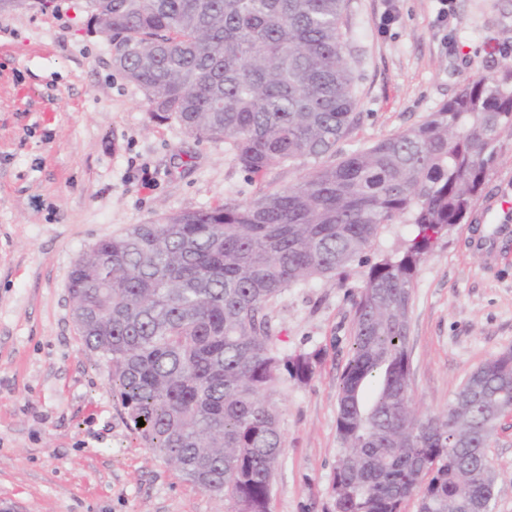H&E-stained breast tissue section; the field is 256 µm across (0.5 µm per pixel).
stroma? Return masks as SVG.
I'll use <instances>...</instances> for the list:
<instances>
[{
    "mask_svg": "<svg viewBox=\"0 0 512 512\" xmlns=\"http://www.w3.org/2000/svg\"><path fill=\"white\" fill-rule=\"evenodd\" d=\"M348 0L357 120L349 154L421 123L470 77L512 62V0ZM86 0H38L0 12V501L19 512H224L126 424L106 362L73 319L69 274L94 242L161 213L247 200L297 182L302 164L264 181L234 165L224 141L188 136L148 112L140 89L90 32ZM468 220L421 266L409 323L410 388L435 414L466 375L512 348V137L502 136ZM366 266L344 281L283 292L265 310L276 348L318 353L313 378L281 386L286 447L271 512H331L340 375ZM493 512H512V412L488 450Z\"/></svg>",
    "mask_w": 512,
    "mask_h": 512,
    "instance_id": "1",
    "label": "stroma"
}]
</instances>
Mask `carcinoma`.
<instances>
[{
  "label": "carcinoma",
  "mask_w": 512,
  "mask_h": 512,
  "mask_svg": "<svg viewBox=\"0 0 512 512\" xmlns=\"http://www.w3.org/2000/svg\"><path fill=\"white\" fill-rule=\"evenodd\" d=\"M90 21L148 111L222 139L253 179L301 163L294 184L101 239L69 279L75 324L107 363L128 425L227 512H270L285 448L271 395L308 382L318 353H280L268 304L284 290L368 265L341 374L334 512H479L496 496L488 456L512 409V349L422 414L408 331L421 265L472 213L503 134L512 66L465 82L425 121L336 161L354 123L346 0H94ZM400 250L371 260L381 234ZM144 426H138V419ZM412 227L408 224H394L390 226L380 240L376 248L383 251H395L399 249L411 231Z\"/></svg>",
  "instance_id": "cac0c4a2"
}]
</instances>
